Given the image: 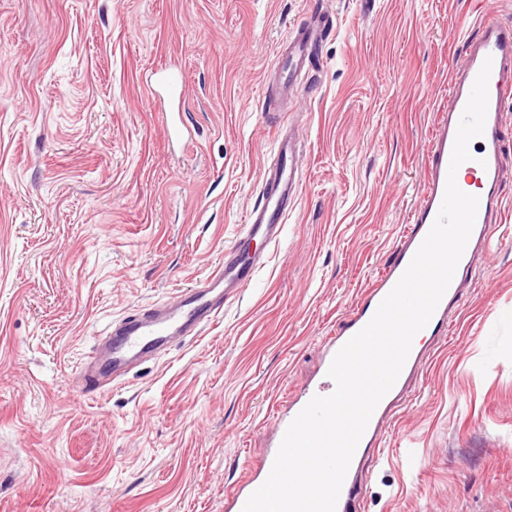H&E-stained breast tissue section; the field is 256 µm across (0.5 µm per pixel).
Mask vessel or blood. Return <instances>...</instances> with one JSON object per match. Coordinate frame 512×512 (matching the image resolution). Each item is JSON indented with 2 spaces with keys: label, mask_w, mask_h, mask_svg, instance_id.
Instances as JSON below:
<instances>
[{
  "label": "vessel or blood",
  "mask_w": 512,
  "mask_h": 512,
  "mask_svg": "<svg viewBox=\"0 0 512 512\" xmlns=\"http://www.w3.org/2000/svg\"><path fill=\"white\" fill-rule=\"evenodd\" d=\"M326 30L327 25L322 22L289 32L279 52L275 71L276 86L281 96H288L295 90L299 74L306 67L314 46L322 42ZM487 60L491 61L492 69L485 129L483 135L475 140L471 160L461 166L462 171L479 176L476 221L451 283L423 333L433 336L447 326L456 303L459 283L468 273L475 251L485 245L488 225L499 223L503 209L501 132L504 111L512 103V24L500 18L495 0H487L475 36L467 39L465 49L450 73V106L440 114L430 141L428 181L415 206L413 225L407 233L401 234L396 245L395 260L377 279L364 301L348 313L336 335L329 339L328 356H335L353 335L369 323L429 232L443 201L460 118L472 85ZM157 76L167 88L169 105L181 104L184 84L180 74L161 70ZM275 151L273 162L262 172L258 202L249 210L233 247L225 251L223 262L207 277L203 288L189 291L173 303L149 308L139 318L113 322L112 356L98 370L81 369L79 385L84 391L104 389L110 382L120 381L132 369L154 358L158 352L170 349L187 337L198 335L215 321L225 301L250 283L262 258L257 254L245 256L246 246L257 237L269 242L279 238L284 219L293 208L304 180V173L298 165L299 145L294 138L288 133H280ZM403 385V380H396L376 407L352 458L336 512H357L361 463L367 454L375 451L380 437L389 429L393 407ZM331 392V387L321 381L307 385L298 401L277 419L276 438H283L290 423L314 396H326ZM274 460V455H267L253 476L247 477L227 499L226 512H242L248 497L269 476Z\"/></svg>",
  "instance_id": "obj_1"
}]
</instances>
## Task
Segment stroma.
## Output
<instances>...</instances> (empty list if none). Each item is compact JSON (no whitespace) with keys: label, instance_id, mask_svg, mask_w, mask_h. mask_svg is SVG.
Listing matches in <instances>:
<instances>
[{"label":"stroma","instance_id":"1","mask_svg":"<svg viewBox=\"0 0 512 512\" xmlns=\"http://www.w3.org/2000/svg\"><path fill=\"white\" fill-rule=\"evenodd\" d=\"M484 0H0V512H225L322 342L393 259ZM331 14L288 111L264 82ZM186 85L167 138L153 69ZM304 142L280 239L203 334L88 396L113 321L196 287ZM503 221L361 467L360 512H512V146Z\"/></svg>","mask_w":512,"mask_h":512}]
</instances>
